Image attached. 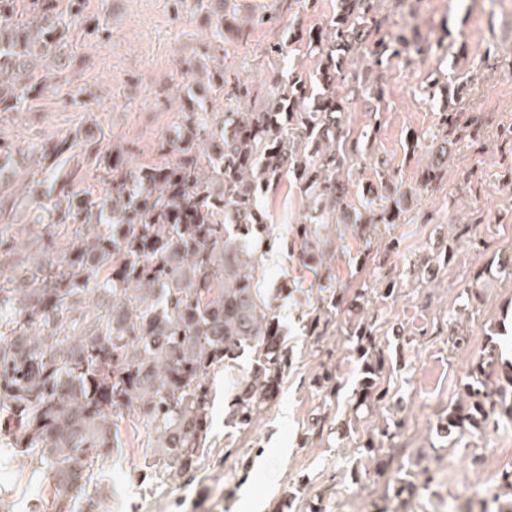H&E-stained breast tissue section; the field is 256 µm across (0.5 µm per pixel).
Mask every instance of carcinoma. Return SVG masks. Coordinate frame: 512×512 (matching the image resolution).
<instances>
[{
    "label": "carcinoma",
    "mask_w": 512,
    "mask_h": 512,
    "mask_svg": "<svg viewBox=\"0 0 512 512\" xmlns=\"http://www.w3.org/2000/svg\"><path fill=\"white\" fill-rule=\"evenodd\" d=\"M83 0H0V115L30 112L47 90L46 62L63 74L74 65L71 33L85 22ZM210 13V37L178 66L205 72V93L224 92L229 108L209 112L184 89L177 133L157 141L161 162L135 165L102 140L65 136L34 143L38 175L28 195L4 196L0 180V439L33 460L41 490L32 512H97L109 486L97 472L122 439L115 419L133 412L153 431L144 464L162 482L196 471L211 421L208 374L248 355L224 426L250 428L279 394L289 350L274 301L256 265L272 226L262 198L283 179L296 188L303 214L294 227L298 260L325 263L320 229L355 219L395 224L399 205L378 207L374 188L354 197L361 163L345 129L349 105L378 99L383 87L350 68L365 49L382 67L409 50L402 35L382 31L379 0H338L323 27L293 24L290 39L320 57L314 73L294 69L255 93L249 80L226 78L224 12ZM455 113H442L445 137L424 168L441 178ZM82 148L99 173L100 193L77 189L79 172L64 170ZM32 209L31 243L3 224ZM323 299L303 328L319 336L321 318L366 300ZM498 330L469 364L464 395L448 407L443 438L458 441L495 417L512 421V361L499 368ZM360 363L356 408L385 398V360L375 350L373 322L347 330Z\"/></svg>",
    "instance_id": "carcinoma-1"
}]
</instances>
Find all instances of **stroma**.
I'll use <instances>...</instances> for the list:
<instances>
[{
  "label": "stroma",
  "mask_w": 512,
  "mask_h": 512,
  "mask_svg": "<svg viewBox=\"0 0 512 512\" xmlns=\"http://www.w3.org/2000/svg\"><path fill=\"white\" fill-rule=\"evenodd\" d=\"M174 0H84V14L103 28L102 36L72 35L77 63L67 78L76 99L47 94L26 115L0 118V136L19 149L74 134L104 133L135 164L155 161V144L172 134L182 108V87L193 75L174 66L191 57L208 37L202 14L174 9ZM239 33H226L224 63L241 77L263 83L299 66L315 70V57L289 51L270 55L272 42L288 40L290 20L320 27L336 0H235ZM384 27L403 34L413 50L392 58L383 71L381 100L352 103L346 127L359 141L365 164L355 181L376 179L378 163L394 170V182L377 205L400 203L399 223L367 230L332 224L325 255L326 277L301 267L291 250V229L302 215L293 187L281 183L263 201L276 238L257 277L262 287L287 285L278 316L292 353L279 395L256 424L229 433L224 426L233 384L248 360L209 375L211 429L197 472L174 481L142 479L144 445L150 428L136 416L118 420L123 441L106 474L112 495L103 512H245L242 501L258 499L263 512H279L285 494L290 512H374L397 470L414 474L417 495L398 512H475L462 486L474 482L498 493L502 469L488 470L487 443L512 448V422L465 435L448 444L437 435L445 408L462 395L470 360L480 354L490 328L512 307V269L486 275L501 253L512 251V0H381ZM457 112L459 130L448 147V173L425 183L424 157L406 151L409 136L423 145L440 140V115ZM373 139L360 131L372 120ZM455 247L453 258L436 256ZM386 301L370 302L375 343L385 358L380 383L386 399L370 411L355 412L351 395L360 378L350 353L346 311L329 318L322 336H310L300 317L319 297L336 291L353 299L361 285L386 288ZM459 329L467 339L455 347ZM333 373L344 386L323 400L318 376ZM348 423L340 435H316V419ZM395 435L386 438L387 424ZM380 443L377 461L362 462L360 446ZM24 456L0 450V491L13 512H27L37 491Z\"/></svg>",
  "instance_id": "stroma-1"
}]
</instances>
